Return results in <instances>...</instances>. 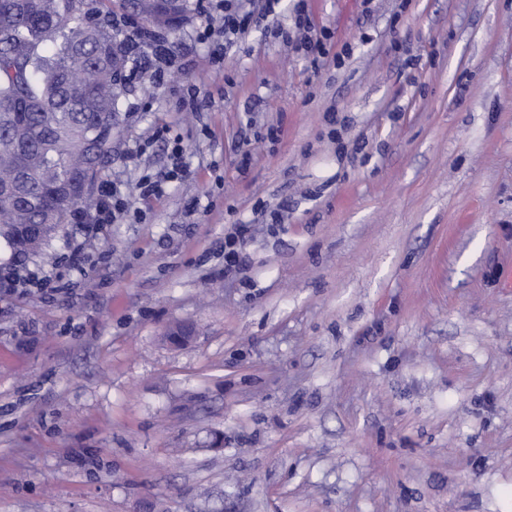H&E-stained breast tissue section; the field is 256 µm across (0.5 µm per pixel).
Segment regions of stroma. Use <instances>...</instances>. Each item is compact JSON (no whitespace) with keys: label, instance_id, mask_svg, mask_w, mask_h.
<instances>
[{"label":"stroma","instance_id":"35a3bbf8","mask_svg":"<svg viewBox=\"0 0 512 512\" xmlns=\"http://www.w3.org/2000/svg\"><path fill=\"white\" fill-rule=\"evenodd\" d=\"M293 5L131 55L125 215L0 291V512H512V0H307L317 73ZM183 146L174 142L169 154L170 165L162 179L154 178L150 175L142 177L140 183V195L145 199L158 197L164 190V182H174L182 180L187 175L186 166L183 161ZM247 224H239L235 231L224 238V276L239 269L243 264L242 253L249 237Z\"/></svg>","mask_w":512,"mask_h":512}]
</instances>
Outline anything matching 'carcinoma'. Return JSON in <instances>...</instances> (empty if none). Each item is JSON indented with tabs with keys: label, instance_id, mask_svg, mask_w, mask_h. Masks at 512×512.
Segmentation results:
<instances>
[{
	"label": "carcinoma",
	"instance_id": "cac0c4a2",
	"mask_svg": "<svg viewBox=\"0 0 512 512\" xmlns=\"http://www.w3.org/2000/svg\"><path fill=\"white\" fill-rule=\"evenodd\" d=\"M131 0H0V239L15 255L39 252L91 198L112 160V124L131 48L112 24ZM86 191L70 197L66 187Z\"/></svg>",
	"mask_w": 512,
	"mask_h": 512
}]
</instances>
